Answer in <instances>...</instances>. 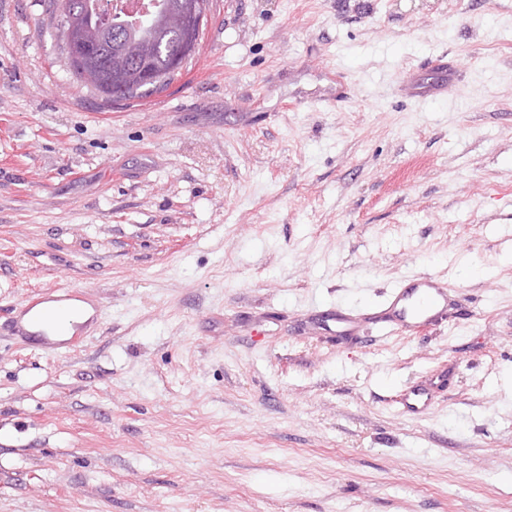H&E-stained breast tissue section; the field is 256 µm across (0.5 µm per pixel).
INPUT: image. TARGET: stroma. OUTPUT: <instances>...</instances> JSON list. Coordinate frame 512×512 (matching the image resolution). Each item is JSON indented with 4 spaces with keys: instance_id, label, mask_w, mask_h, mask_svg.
<instances>
[{
    "instance_id": "35a3bbf8",
    "label": "stroma",
    "mask_w": 512,
    "mask_h": 512,
    "mask_svg": "<svg viewBox=\"0 0 512 512\" xmlns=\"http://www.w3.org/2000/svg\"><path fill=\"white\" fill-rule=\"evenodd\" d=\"M420 274L448 314L398 333ZM54 287L99 310L0 335V512H512V0H207L114 103L54 0H0V322ZM426 66L439 74L438 80L429 85H421L415 81L413 73L408 71L403 77V86L407 95L416 99L444 98L448 94V86L458 80L461 74L460 68L455 63L448 61L446 55L431 59Z\"/></svg>"
}]
</instances>
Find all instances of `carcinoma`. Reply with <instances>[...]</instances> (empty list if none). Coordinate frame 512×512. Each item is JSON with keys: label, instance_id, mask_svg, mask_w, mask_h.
I'll return each instance as SVG.
<instances>
[{"label": "carcinoma", "instance_id": "1", "mask_svg": "<svg viewBox=\"0 0 512 512\" xmlns=\"http://www.w3.org/2000/svg\"><path fill=\"white\" fill-rule=\"evenodd\" d=\"M118 2L125 0H66L69 68L78 81L114 101L146 98L180 76L175 62L183 34L170 20L182 16L195 0H161L162 9L150 25L106 30L105 17Z\"/></svg>", "mask_w": 512, "mask_h": 512}]
</instances>
